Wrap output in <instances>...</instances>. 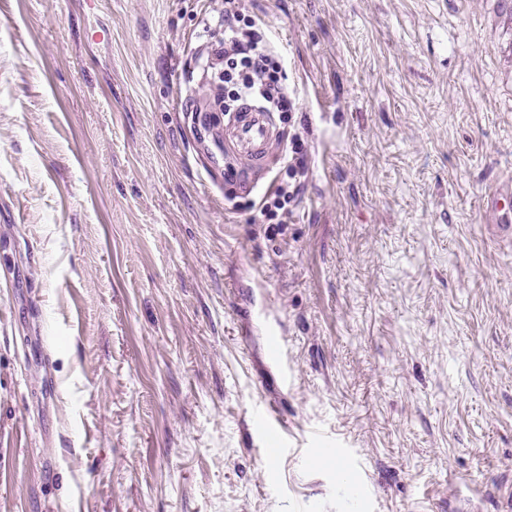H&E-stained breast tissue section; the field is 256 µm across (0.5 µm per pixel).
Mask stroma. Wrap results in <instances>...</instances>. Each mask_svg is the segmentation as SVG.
<instances>
[{"label": "stroma", "mask_w": 512, "mask_h": 512, "mask_svg": "<svg viewBox=\"0 0 512 512\" xmlns=\"http://www.w3.org/2000/svg\"><path fill=\"white\" fill-rule=\"evenodd\" d=\"M240 9L341 116L288 224L192 122L224 0H0V512H512L483 0ZM268 332L275 348V362L282 373L283 385L288 388V382L291 379V368L288 366V341L281 323L274 320L269 325Z\"/></svg>", "instance_id": "1"}]
</instances>
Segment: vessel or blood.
Returning a JSON list of instances; mask_svg holds the SVG:
<instances>
[{
  "label": "vessel or blood",
  "mask_w": 512,
  "mask_h": 512,
  "mask_svg": "<svg viewBox=\"0 0 512 512\" xmlns=\"http://www.w3.org/2000/svg\"><path fill=\"white\" fill-rule=\"evenodd\" d=\"M281 137L272 113L255 105H241L224 122V154L240 165L237 177L250 183L253 175L268 173L274 160L273 144ZM482 208L490 224L499 234L512 238V183L503 184L497 191L484 198ZM269 336L275 348V362L283 381H290L288 341L280 322H272Z\"/></svg>",
  "instance_id": "vessel-or-blood-1"
}]
</instances>
